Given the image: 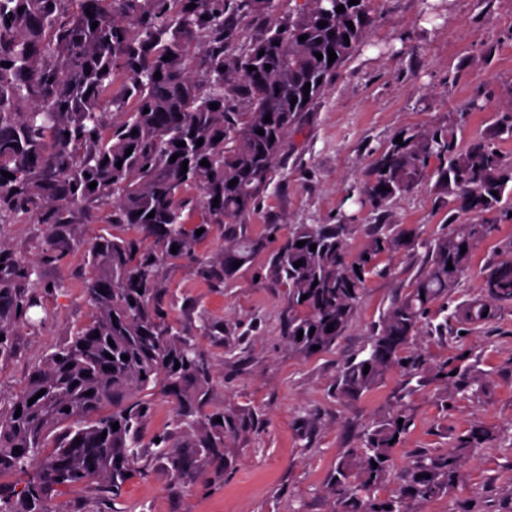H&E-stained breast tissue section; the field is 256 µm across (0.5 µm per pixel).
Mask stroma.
Instances as JSON below:
<instances>
[{
	"instance_id": "obj_1",
	"label": "stroma",
	"mask_w": 512,
	"mask_h": 512,
	"mask_svg": "<svg viewBox=\"0 0 512 512\" xmlns=\"http://www.w3.org/2000/svg\"><path fill=\"white\" fill-rule=\"evenodd\" d=\"M275 3L273 15L238 23L229 51H242L270 19L295 13L303 0ZM510 101L512 0H375L364 42L289 135L259 208L243 218L252 235L267 238L266 251L241 277L211 287L198 262L223 245L224 228L217 224L197 246L196 260L164 268V304L173 324L195 336L209 359L217 405L248 409L259 419L237 443L232 470L180 480L167 474L151 443L173 429L172 408L160 397L142 430L146 472L132 476L120 498L78 487L55 495V503L66 512H336L327 484L338 462L365 430L403 405L411 424L393 451L387 491L402 484L418 454L445 450L453 436L480 424L496 433L494 444L478 449L456 487L419 512H512V308L475 329L453 316L481 294L512 243V198L480 217L433 177L380 209L361 193L375 157L406 128L452 129L459 147L483 137L512 163V132L501 130L497 111ZM483 221L494 224V232L473 253L456 289L435 306L448 321L447 335L423 329L413 350L433 370L466 355L483 374L484 389L447 402L441 380L409 381L394 370L360 398L339 399L341 365L369 346L383 314L425 269L426 242ZM292 224L340 225L352 254L375 232L404 228L416 235L414 247L381 258L336 345L306 359L283 339L285 290L266 277L269 254ZM75 225L81 237L73 236ZM112 232L105 210L72 211L69 223L52 233L25 213L0 224V247L31 267L28 291L37 301L31 323L16 331L14 356L0 363V399L16 393L31 367L90 321L86 286L93 271L86 254L96 237Z\"/></svg>"
}]
</instances>
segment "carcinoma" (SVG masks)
<instances>
[{"label":"carcinoma","mask_w":512,"mask_h":512,"mask_svg":"<svg viewBox=\"0 0 512 512\" xmlns=\"http://www.w3.org/2000/svg\"><path fill=\"white\" fill-rule=\"evenodd\" d=\"M274 6V0L234 6L228 0H0V224L31 212L47 226L49 243L53 228L69 223L72 209L96 207L109 210L112 223L127 230L123 237L98 236L89 250L90 322L33 367L19 392L0 405V512H64L51 494L75 487L104 488L119 498L129 476L144 470L137 448L157 395L172 405L173 424L193 448L184 452L171 432L158 435L155 447L173 478L204 473L214 462L229 470L236 441L258 422L251 411L214 406L210 362L196 337L178 331L162 305L163 269L194 257L213 224L224 225V247L202 265L218 286L265 249L266 240L235 220L257 208L288 135L324 96L372 23L373 0H306L296 16L270 25L244 51L224 52L234 21L268 15ZM339 6L345 11H336ZM197 41L208 47L201 82L193 72ZM330 49L337 54L331 64ZM109 114L116 119L107 121ZM260 129L264 134H257ZM398 136L402 144H389L363 186L373 207L422 185L432 158L440 161L438 184L454 188L470 212H490L512 195V166L489 141L476 138L458 151L453 133L444 129L402 130ZM204 159L209 166L201 165ZM233 179L238 183L231 187ZM196 210L202 220L189 227L184 212ZM494 230L492 224H460L427 244L426 271L383 315L367 354L341 366L340 397L361 396L394 368L411 379L429 372L425 360L404 352ZM414 242L410 230L373 235L351 256L339 227L291 225L267 269V278L286 288L283 337L289 350L303 358L330 350L351 323L377 258ZM297 261L302 266L294 267ZM31 275L29 266L0 249L1 363L14 355L16 328L36 305L17 287ZM506 307H512V249L486 275L483 295L462 306L461 319L475 328ZM446 375L449 396L483 389L469 367L450 362ZM42 389L43 396L28 403ZM410 423L401 406L346 451L329 487L337 512H416L415 505L449 492L468 457L495 440L475 426L457 435L447 451L414 460L397 493L377 498L374 491L389 481L391 440Z\"/></svg>","instance_id":"cac0c4a2"}]
</instances>
